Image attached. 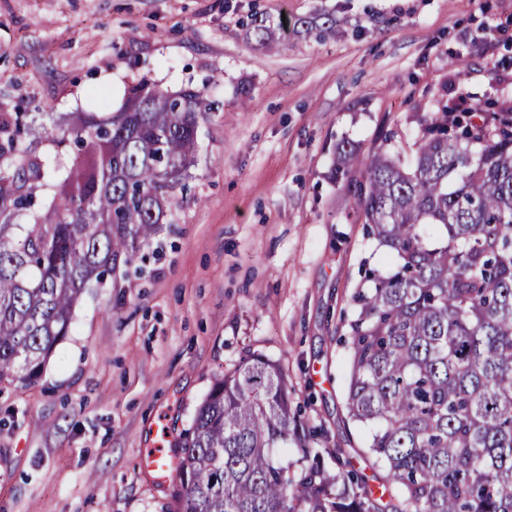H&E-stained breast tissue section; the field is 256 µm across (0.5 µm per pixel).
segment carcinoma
Returning a JSON list of instances; mask_svg holds the SVG:
<instances>
[{"label":"carcinoma","instance_id":"1","mask_svg":"<svg viewBox=\"0 0 512 512\" xmlns=\"http://www.w3.org/2000/svg\"><path fill=\"white\" fill-rule=\"evenodd\" d=\"M211 111L193 88L138 83L118 112L42 125L43 157L33 115L0 116V383H36L83 292L143 257ZM413 119L408 154L389 136L365 157L337 146L392 257L364 270L344 337V421L364 428L378 484L346 449L312 446L283 368L252 352L180 433L165 512H512V109L441 100Z\"/></svg>","mask_w":512,"mask_h":512}]
</instances>
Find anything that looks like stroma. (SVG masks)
Returning a JSON list of instances; mask_svg holds the SVG:
<instances>
[{
	"mask_svg": "<svg viewBox=\"0 0 512 512\" xmlns=\"http://www.w3.org/2000/svg\"><path fill=\"white\" fill-rule=\"evenodd\" d=\"M327 15L335 34L307 36ZM144 78L214 110L142 274L85 291L37 384H0V512H161L172 484L142 451L250 352L287 372L319 447H362L343 314L362 260L390 258L336 146L401 149L441 98L511 103L512 0H0V113L115 112Z\"/></svg>",
	"mask_w": 512,
	"mask_h": 512,
	"instance_id": "1",
	"label": "stroma"
}]
</instances>
